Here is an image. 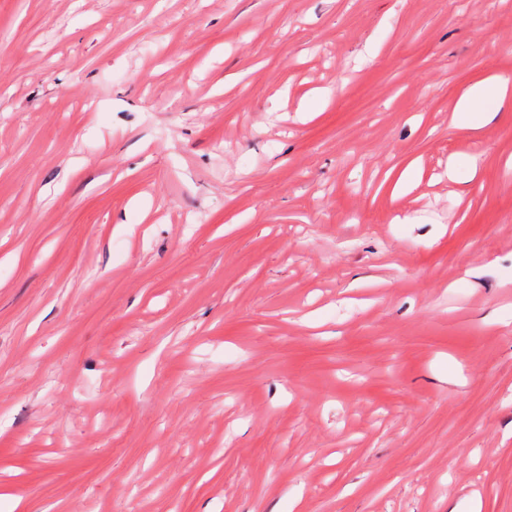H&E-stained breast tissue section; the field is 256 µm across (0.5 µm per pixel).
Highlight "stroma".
Masks as SVG:
<instances>
[{
	"label": "stroma",
	"mask_w": 512,
	"mask_h": 512,
	"mask_svg": "<svg viewBox=\"0 0 512 512\" xmlns=\"http://www.w3.org/2000/svg\"><path fill=\"white\" fill-rule=\"evenodd\" d=\"M498 76L512 0H0V512H512ZM510 81L496 78L488 82H480L470 87L457 101L454 109L453 124L455 126H472L476 123L483 104L488 97L490 87L499 96H505L509 90Z\"/></svg>",
	"instance_id": "obj_1"
}]
</instances>
